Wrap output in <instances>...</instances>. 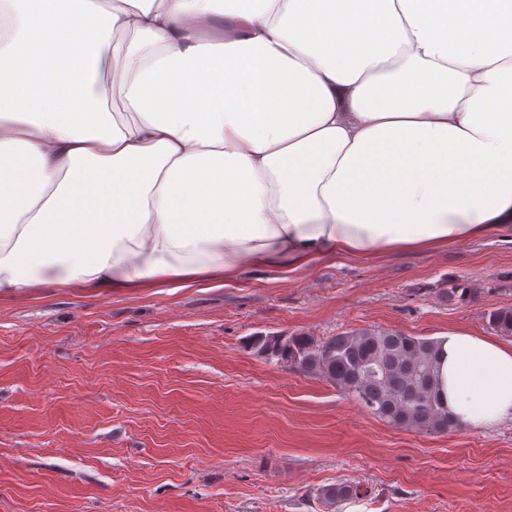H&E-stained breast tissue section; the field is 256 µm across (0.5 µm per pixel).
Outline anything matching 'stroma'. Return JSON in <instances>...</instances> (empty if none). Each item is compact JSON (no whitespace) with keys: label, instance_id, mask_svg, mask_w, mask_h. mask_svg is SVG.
Returning <instances> with one entry per match:
<instances>
[{"label":"stroma","instance_id":"1","mask_svg":"<svg viewBox=\"0 0 512 512\" xmlns=\"http://www.w3.org/2000/svg\"><path fill=\"white\" fill-rule=\"evenodd\" d=\"M464 279L474 300L445 298ZM512 231L439 252L339 256L271 281L0 300V512H512V420L394 428L256 336L491 335ZM359 496V489L345 482L328 486L319 492V498L328 512H341L344 504L358 499Z\"/></svg>","mask_w":512,"mask_h":512}]
</instances>
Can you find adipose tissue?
<instances>
[{"label":"adipose tissue","mask_w":512,"mask_h":512,"mask_svg":"<svg viewBox=\"0 0 512 512\" xmlns=\"http://www.w3.org/2000/svg\"><path fill=\"white\" fill-rule=\"evenodd\" d=\"M344 11L383 36L308 38ZM86 112L36 106L48 0H9L0 45V299L285 273L338 255L446 251L512 226V41L448 40L469 0H58ZM223 77L220 95L196 87ZM119 91L122 109L105 102ZM455 421L512 418V344L451 329Z\"/></svg>","instance_id":"obj_1"}]
</instances>
